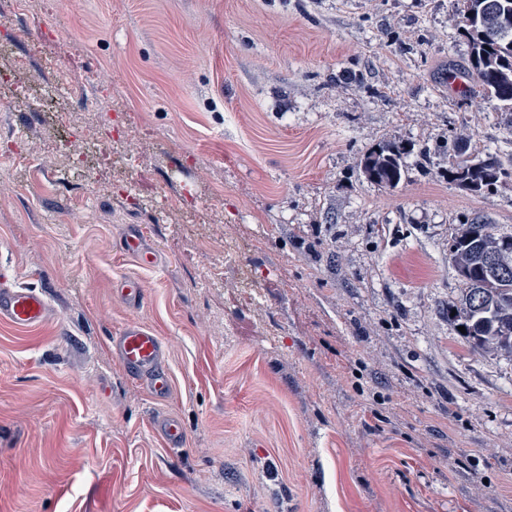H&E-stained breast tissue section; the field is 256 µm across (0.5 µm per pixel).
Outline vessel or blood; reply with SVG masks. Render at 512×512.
<instances>
[{"mask_svg":"<svg viewBox=\"0 0 512 512\" xmlns=\"http://www.w3.org/2000/svg\"><path fill=\"white\" fill-rule=\"evenodd\" d=\"M49 314L46 298L31 288L0 284V320L20 328H34L45 323ZM113 355L127 376L142 384L155 401L164 400L170 390L166 369L165 344L157 333L138 320L129 321L109 339ZM169 450L182 447L184 434L176 418L161 415L154 422Z\"/></svg>","mask_w":512,"mask_h":512,"instance_id":"vessel-or-blood-1","label":"vessel or blood"}]
</instances>
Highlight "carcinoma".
<instances>
[{
	"label": "carcinoma",
	"mask_w": 512,
	"mask_h": 512,
	"mask_svg": "<svg viewBox=\"0 0 512 512\" xmlns=\"http://www.w3.org/2000/svg\"><path fill=\"white\" fill-rule=\"evenodd\" d=\"M460 31L471 42L469 63L477 72L484 93L512 106V23L491 35L483 34L487 14L512 17V0H460ZM404 149L391 143L378 145L364 160V171L377 183L394 187L402 179ZM448 180L481 194L512 178V156L478 162L460 150L448 155ZM495 235L494 225L480 217L460 225L451 238L449 256L464 284L463 302L448 320L465 327V337L476 346L493 345L512 351V273L487 286L480 265L486 239Z\"/></svg>",
	"instance_id": "1"
}]
</instances>
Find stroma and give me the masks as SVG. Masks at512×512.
Segmentation results:
<instances>
[{
    "mask_svg": "<svg viewBox=\"0 0 512 512\" xmlns=\"http://www.w3.org/2000/svg\"><path fill=\"white\" fill-rule=\"evenodd\" d=\"M32 2L0 0V266L50 317L0 322V512H512V354L448 319L455 230L512 234V179L445 174L512 152L460 0ZM388 142L394 187L359 170ZM133 318L163 402L109 347ZM446 172L449 181L473 193L489 192L504 179L512 178V155L506 159L495 156L474 163L465 151L455 150L448 155ZM154 427L165 440L169 450L176 451L183 446L184 434L176 418L160 415L154 421Z\"/></svg>",
    "mask_w": 512,
    "mask_h": 512,
    "instance_id": "obj_1",
    "label": "stroma"
}]
</instances>
